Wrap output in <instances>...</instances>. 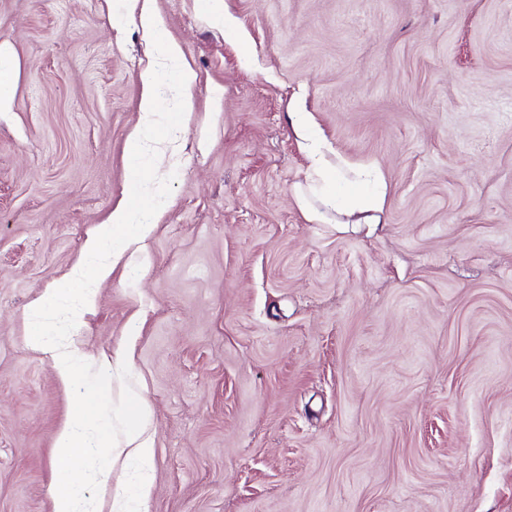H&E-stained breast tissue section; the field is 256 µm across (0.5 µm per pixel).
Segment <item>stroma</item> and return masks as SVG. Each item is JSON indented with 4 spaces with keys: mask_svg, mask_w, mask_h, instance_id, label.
Instances as JSON below:
<instances>
[{
    "mask_svg": "<svg viewBox=\"0 0 512 512\" xmlns=\"http://www.w3.org/2000/svg\"><path fill=\"white\" fill-rule=\"evenodd\" d=\"M123 2L0 0V512H53L59 430L130 387L153 410L141 512H512V0H151L194 110L65 385L31 305L128 191L157 55ZM297 102L379 170L380 224L305 221ZM16 69L14 57L0 49V109L6 106L12 94V79Z\"/></svg>",
    "mask_w": 512,
    "mask_h": 512,
    "instance_id": "1",
    "label": "stroma"
}]
</instances>
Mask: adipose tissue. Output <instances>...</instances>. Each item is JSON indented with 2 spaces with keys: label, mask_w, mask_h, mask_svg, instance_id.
Segmentation results:
<instances>
[{
  "label": "adipose tissue",
  "mask_w": 512,
  "mask_h": 512,
  "mask_svg": "<svg viewBox=\"0 0 512 512\" xmlns=\"http://www.w3.org/2000/svg\"><path fill=\"white\" fill-rule=\"evenodd\" d=\"M294 133L302 139L309 157L307 183L298 189L304 217L314 224L323 223L328 211H335L340 224H377L381 221L385 197L375 194L338 202L327 190L337 170L346 168L345 160L330 161L326 145L315 133L312 113L296 110L290 115ZM60 293L45 294L33 306L31 343L49 355L52 367L60 381H68L83 362L82 355L57 340L54 331L45 326L44 320L56 308ZM123 424L122 437H115L113 421ZM152 422L150 404L139 394H131L128 401L113 406L109 413L81 405L69 422L59 432L55 450L63 466L53 483L54 512H96L93 502L86 496L84 485L88 482H108L113 463L121 458L136 465L137 496L147 499L152 491L151 475L153 446L149 429ZM104 448L105 456L88 458L89 444Z\"/></svg>",
  "instance_id": "1"
}]
</instances>
